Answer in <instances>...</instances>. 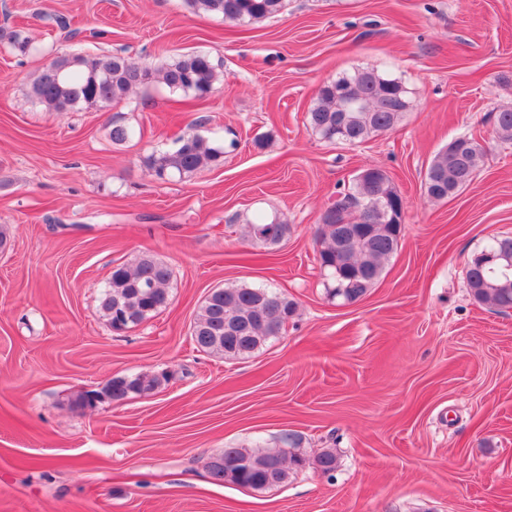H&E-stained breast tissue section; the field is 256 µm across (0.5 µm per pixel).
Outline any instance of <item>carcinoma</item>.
I'll list each match as a JSON object with an SVG mask.
<instances>
[{"label":"carcinoma","instance_id":"carcinoma-1","mask_svg":"<svg viewBox=\"0 0 512 512\" xmlns=\"http://www.w3.org/2000/svg\"><path fill=\"white\" fill-rule=\"evenodd\" d=\"M196 13L220 17L226 22H260L280 14L284 0H185ZM218 79L209 56L192 52L178 54L159 70L129 60L120 53L89 58L70 51L54 58L31 84L33 98L48 112H69L77 107L93 108L125 100L135 89L158 81L172 91L193 93L203 98ZM354 102L358 108L346 109ZM405 85L374 69L364 68L350 76L329 81L317 91L307 113L313 132L328 141L363 143L393 129L409 111ZM493 133L502 141H512V106L492 111ZM433 158L423 182L432 202H442L465 190L477 176L485 146L468 135L449 141ZM224 148L205 137L185 132L172 146L141 157L142 166L162 178L178 174L190 176L223 164ZM400 194L387 173L376 179L356 178L343 193L338 212L328 207L319 217L317 260L330 293L348 303L362 299L381 278L385 263L396 253L401 228L387 223L386 205ZM264 227L273 230L269 238L256 234ZM290 225L274 217L258 216L246 225L245 240L260 241L275 249L288 239ZM499 259L487 262L485 254ZM171 267L150 255H142L131 265L113 269L101 298V310L113 330L122 331L154 317L169 303ZM466 282L473 299L498 312L512 310V237L491 239L469 261ZM296 303L288 295L271 288L241 285L213 289L204 298L192 324L191 336L203 351L226 358H245L278 336L284 320L294 316ZM168 374L118 376L112 381V402L122 403L159 389ZM224 464L238 466L216 471L207 463L211 478L224 485L261 492L288 481L291 473L307 462L329 474L336 470V453L323 448L313 459L301 453L276 448H226ZM276 458L280 477L271 484L265 466Z\"/></svg>","mask_w":512,"mask_h":512}]
</instances>
